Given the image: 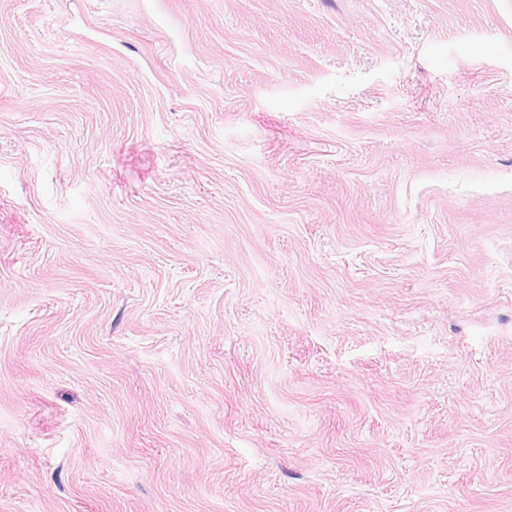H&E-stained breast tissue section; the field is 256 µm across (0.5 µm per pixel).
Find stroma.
<instances>
[{"mask_svg": "<svg viewBox=\"0 0 512 512\" xmlns=\"http://www.w3.org/2000/svg\"><path fill=\"white\" fill-rule=\"evenodd\" d=\"M0 512H512V0H0Z\"/></svg>", "mask_w": 512, "mask_h": 512, "instance_id": "stroma-1", "label": "stroma"}]
</instances>
